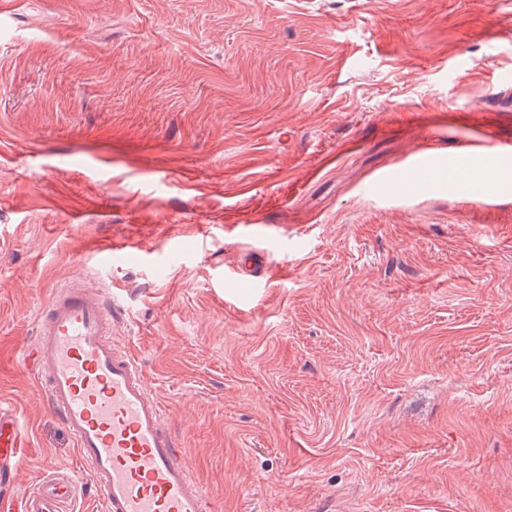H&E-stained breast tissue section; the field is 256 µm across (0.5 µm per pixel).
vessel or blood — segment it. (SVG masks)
I'll return each mask as SVG.
<instances>
[{"mask_svg":"<svg viewBox=\"0 0 512 512\" xmlns=\"http://www.w3.org/2000/svg\"><path fill=\"white\" fill-rule=\"evenodd\" d=\"M121 315L109 295L71 279L38 309L22 359L73 443V471L89 477L99 512H215L138 360L112 337ZM24 446L18 418L0 402V512H64L72 478L43 477L15 493Z\"/></svg>","mask_w":512,"mask_h":512,"instance_id":"vessel-or-blood-1","label":"vessel or blood"}]
</instances>
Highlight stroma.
Here are the masks:
<instances>
[{
	"label": "stroma",
	"instance_id": "stroma-1",
	"mask_svg": "<svg viewBox=\"0 0 512 512\" xmlns=\"http://www.w3.org/2000/svg\"><path fill=\"white\" fill-rule=\"evenodd\" d=\"M483 137L512 0H0L18 489L75 458L19 361L81 273L218 512H512V187L383 183Z\"/></svg>",
	"mask_w": 512,
	"mask_h": 512
}]
</instances>
